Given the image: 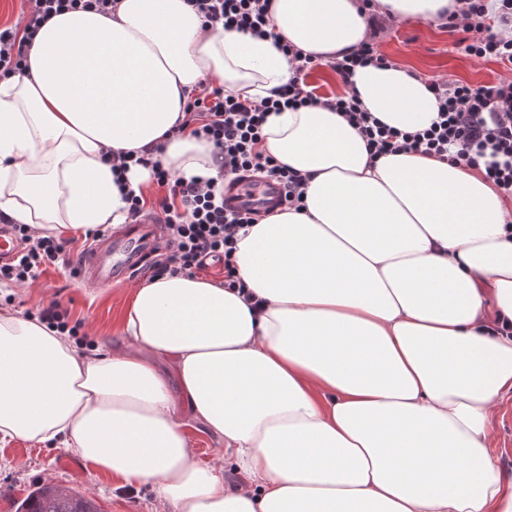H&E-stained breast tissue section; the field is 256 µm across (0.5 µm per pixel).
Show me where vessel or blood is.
I'll return each instance as SVG.
<instances>
[{"mask_svg": "<svg viewBox=\"0 0 512 512\" xmlns=\"http://www.w3.org/2000/svg\"><path fill=\"white\" fill-rule=\"evenodd\" d=\"M285 190L255 175L226 181L224 204L242 213L279 207ZM164 220L148 215L138 222L108 228L73 263L76 280L86 286H105L134 278L164 246Z\"/></svg>", "mask_w": 512, "mask_h": 512, "instance_id": "1", "label": "vessel or blood"}]
</instances>
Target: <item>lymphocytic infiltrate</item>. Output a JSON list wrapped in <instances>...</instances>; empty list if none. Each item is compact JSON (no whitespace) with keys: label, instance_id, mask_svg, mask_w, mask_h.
<instances>
[{"label":"lymphocytic infiltrate","instance_id":"f902f5d3","mask_svg":"<svg viewBox=\"0 0 512 512\" xmlns=\"http://www.w3.org/2000/svg\"><path fill=\"white\" fill-rule=\"evenodd\" d=\"M25 8L18 26L0 30V75L25 68L28 50L38 30L53 16L73 10L110 14L115 0H23ZM212 30H234L259 38L273 36L270 0H187ZM462 15H448L444 28L455 34L454 47L478 60H491L512 71V0H465ZM279 50L291 64L292 76L272 96L246 99L220 88L202 91L189 98L176 132L191 131L211 142L221 158L224 179L253 173L281 184L288 207L301 209L306 178L279 163L262 147L263 125L270 113L288 107L317 103L308 90V73L317 67L315 58L287 43ZM428 87L438 103V117L420 131L388 127L366 111L356 96L346 94L330 105L365 140L372 158L389 153L414 152L449 159L456 164L483 166L484 176L503 196L512 198V80L478 87L438 77ZM151 168L161 196L148 205L142 192L129 191L128 211L139 220L158 208L169 238L167 248L150 266L153 276L196 275L212 264H221L224 283L235 287L231 255L238 232L252 224L250 216L224 206L222 182L185 179L172 175L153 154L127 155L120 170L129 165ZM20 249L14 259L0 265V281L25 284L44 267L64 260L68 242L46 236L32 238L27 225H14Z\"/></svg>","mask_w":512,"mask_h":512}]
</instances>
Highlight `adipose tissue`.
<instances>
[{"instance_id": "ef3b65f1", "label": "adipose tissue", "mask_w": 512, "mask_h": 512, "mask_svg": "<svg viewBox=\"0 0 512 512\" xmlns=\"http://www.w3.org/2000/svg\"><path fill=\"white\" fill-rule=\"evenodd\" d=\"M463 0H375L435 22ZM277 33L327 63L368 39L360 0H272ZM271 40L206 28L186 0H116L39 30L0 78V213L38 236L126 223L106 151L158 149L217 177L214 146L171 135L192 92L249 98L287 83ZM364 109L429 127L426 79L356 68ZM265 151L307 178L301 210L239 238V287L167 275L136 285L118 352H85L0 308V437L63 446L150 486L170 512H512L489 421L512 391V206L476 169L414 152L371 159L333 108L271 113ZM175 363V377L158 367ZM189 407L220 453L202 460ZM250 480L238 488L225 463Z\"/></svg>"}]
</instances>
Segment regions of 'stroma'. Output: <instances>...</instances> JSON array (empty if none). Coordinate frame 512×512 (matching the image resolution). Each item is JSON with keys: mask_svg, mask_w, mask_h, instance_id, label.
<instances>
[{"mask_svg": "<svg viewBox=\"0 0 512 512\" xmlns=\"http://www.w3.org/2000/svg\"><path fill=\"white\" fill-rule=\"evenodd\" d=\"M371 28L389 60L413 68L424 78L448 76L475 86L504 77L503 66L478 61L455 51L454 37L433 22L388 21L375 16ZM131 296L130 283L104 288L80 286L70 266L48 267L32 287L0 286V307L17 313L59 303L97 345L120 349L124 342L119 321ZM491 446L503 475L512 480V393L505 395L490 421ZM63 448L37 447L21 440H0V512H16L18 504L37 487L49 483L75 489L93 498L102 512H161L153 490L146 485L125 487L112 476L85 463L69 466Z\"/></svg>", "mask_w": 512, "mask_h": 512, "instance_id": "obj_1", "label": "stroma"}]
</instances>
